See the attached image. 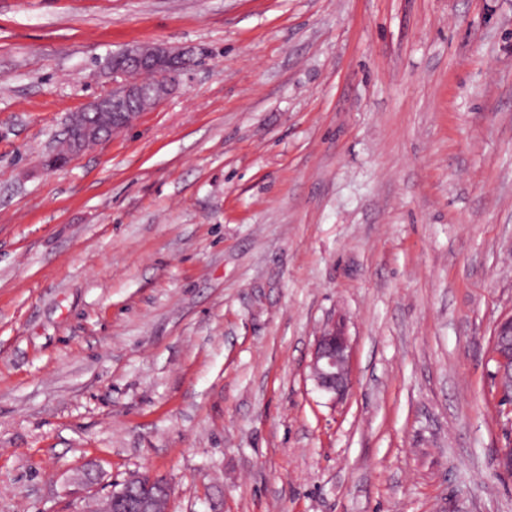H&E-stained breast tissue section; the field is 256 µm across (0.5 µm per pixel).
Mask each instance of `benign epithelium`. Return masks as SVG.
Here are the masks:
<instances>
[{"instance_id": "7a95c632", "label": "benign epithelium", "mask_w": 512, "mask_h": 512, "mask_svg": "<svg viewBox=\"0 0 512 512\" xmlns=\"http://www.w3.org/2000/svg\"><path fill=\"white\" fill-rule=\"evenodd\" d=\"M187 67L185 55L160 44L134 45L112 56L109 62L112 91L89 103L74 114L65 129V140L72 148L55 154L50 163L58 165L77 156L103 138L102 132L125 129L139 117L136 106L145 99L152 105L162 102L172 91L179 75ZM499 368L495 386L499 396L512 397V316L501 319L495 328ZM316 386L335 400L343 399L351 389L350 342L344 328L336 323L327 327L315 343L310 363ZM169 486L148 474L124 481L118 490L102 497L95 512H155L158 502H168Z\"/></svg>"}]
</instances>
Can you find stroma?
Here are the masks:
<instances>
[{
    "instance_id": "obj_1",
    "label": "stroma",
    "mask_w": 512,
    "mask_h": 512,
    "mask_svg": "<svg viewBox=\"0 0 512 512\" xmlns=\"http://www.w3.org/2000/svg\"><path fill=\"white\" fill-rule=\"evenodd\" d=\"M134 43L176 91L47 168ZM508 315L512 0H0V512H512ZM497 337L496 358L499 368L496 372L495 386L500 397H512V316L501 319L495 328ZM310 371L316 386L333 399L342 400L350 391V342L340 324L332 323L317 337ZM169 496L170 488L166 483L148 474H138L126 479L120 489H112L102 497L94 511L127 512L132 506L136 512H156V503L167 505Z\"/></svg>"
}]
</instances>
